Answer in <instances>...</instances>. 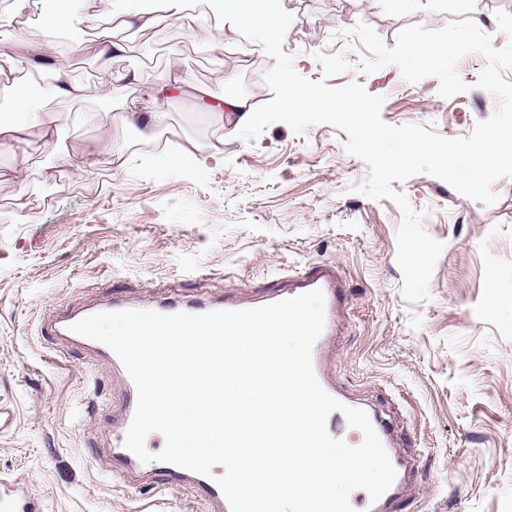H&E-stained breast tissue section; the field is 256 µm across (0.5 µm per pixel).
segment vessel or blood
I'll use <instances>...</instances> for the list:
<instances>
[{
	"instance_id": "vessel-or-blood-1",
	"label": "vessel or blood",
	"mask_w": 512,
	"mask_h": 512,
	"mask_svg": "<svg viewBox=\"0 0 512 512\" xmlns=\"http://www.w3.org/2000/svg\"><path fill=\"white\" fill-rule=\"evenodd\" d=\"M321 290L325 298V326L314 344L312 365L315 376L321 387L329 394L336 395V388L330 383L326 372L324 353L331 336L336 333V318L344 301L334 269L317 266L302 271L296 280L295 287L279 290L269 295V302L275 303L290 299L312 290ZM79 314L69 315L66 321L54 322L51 331L53 335L71 337L73 342L92 348L98 354L112 357V350L106 345L73 333L71 324L79 321ZM396 478L389 490L379 499L371 500L370 496H362L357 512H398L397 506L402 500V491L411 472L410 462L397 458L393 461ZM155 471L166 475L175 483L191 482L194 490L208 502L215 504L220 512H230L231 506L218 484L210 481L208 476L198 474L188 469L165 462H153ZM35 504L28 494L19 486L12 483H0V512H33Z\"/></svg>"
}]
</instances>
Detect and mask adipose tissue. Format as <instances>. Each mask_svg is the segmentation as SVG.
<instances>
[{"instance_id": "ef3b65f1", "label": "adipose tissue", "mask_w": 512, "mask_h": 512, "mask_svg": "<svg viewBox=\"0 0 512 512\" xmlns=\"http://www.w3.org/2000/svg\"><path fill=\"white\" fill-rule=\"evenodd\" d=\"M209 12H192L186 0H165L163 10L156 11L143 5L142 0H125L124 7H113L111 0H67L64 9L55 13L44 10V0H13L4 18L8 29L0 32V76L29 65V58L17 55L18 37L15 30L23 18L33 12L42 15L45 41L35 46L37 55L53 51L52 37L63 32L75 37L77 52L97 58L121 59L127 51L130 31L153 29L161 24H177L197 37L223 46L227 34L248 33L257 52L278 53L288 39L285 20L288 0H214ZM184 77L178 64L169 68L151 84L141 83L132 70H105L100 80V108L95 119L100 126L116 125L135 131L140 138H154L167 124V114L159 103L181 88ZM12 100L0 109V150L13 149L18 141L20 126L38 130L42 141L57 149V166L76 172L95 165L94 155L73 160L62 147L65 132L59 125L52 107L59 98L79 99L84 94L82 85L60 81L43 90L41 100H34L30 91L19 86L10 88ZM126 98L123 111H114L115 97Z\"/></svg>"}]
</instances>
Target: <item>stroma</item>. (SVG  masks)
I'll use <instances>...</instances> for the list:
<instances>
[{
	"label": "stroma",
	"instance_id": "1",
	"mask_svg": "<svg viewBox=\"0 0 512 512\" xmlns=\"http://www.w3.org/2000/svg\"><path fill=\"white\" fill-rule=\"evenodd\" d=\"M284 52L302 76H323L320 55L342 54L350 68L334 86L359 82L384 98L390 125L434 124L449 138L488 120L496 98L477 80L485 66L469 54L457 64L466 91L439 93L438 78L406 82L396 66L366 74V50L352 29L374 28L387 46L411 24L443 27L470 17L469 0H422L393 10L388 0H293ZM69 80L86 92L54 103L74 158L95 155L81 173L47 180L54 153L38 130L25 131V183L34 199L18 205L10 181L17 156L0 151V404L12 425L0 433V481H18L36 512H211L189 487L137 466L112 463V436L126 407L127 383L107 359L71 346L67 357L50 320L111 297L145 301H222L246 305L287 288L296 271L328 264L347 297L327 351L329 379L350 403L388 421L397 455L414 468L406 512H512V177L492 186L496 202L468 198L418 174L396 191L426 211V232L444 245L430 298L408 302L397 263L398 205L357 191L363 160L343 148L347 134L328 124L295 134L268 126L254 142L229 132L220 112L192 87L273 98L263 76L274 60L244 37L224 51L177 26L135 34L117 65L144 82L178 62L189 84L162 108L166 147L104 131L100 62L72 55L56 40ZM128 143L125 156L107 141ZM192 152L177 169L168 155Z\"/></svg>",
	"mask_w": 512,
	"mask_h": 512
}]
</instances>
